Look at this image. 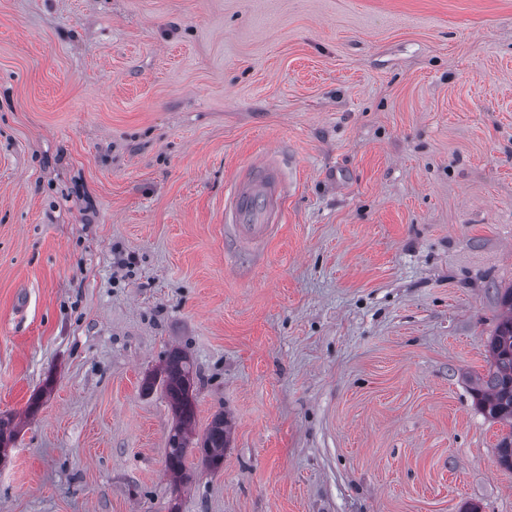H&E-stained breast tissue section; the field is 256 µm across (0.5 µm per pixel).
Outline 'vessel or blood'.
<instances>
[{"mask_svg": "<svg viewBox=\"0 0 512 512\" xmlns=\"http://www.w3.org/2000/svg\"><path fill=\"white\" fill-rule=\"evenodd\" d=\"M287 195V183L272 162L255 164L251 173L228 189L225 221L237 225L243 238L261 236L270 225L279 223Z\"/></svg>", "mask_w": 512, "mask_h": 512, "instance_id": "obj_1", "label": "vessel or blood"}]
</instances>
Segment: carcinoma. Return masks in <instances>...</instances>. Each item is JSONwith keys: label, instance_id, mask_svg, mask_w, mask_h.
<instances>
[{"label": "carcinoma", "instance_id": "cac0c4a2", "mask_svg": "<svg viewBox=\"0 0 512 512\" xmlns=\"http://www.w3.org/2000/svg\"><path fill=\"white\" fill-rule=\"evenodd\" d=\"M502 301L507 311L499 320L488 345L489 370L477 378L474 388L480 408L493 420L504 423L509 431L497 444L500 466L512 470V287L505 290ZM197 372L192 361L178 348L171 349L157 375L145 379L146 388L160 382L175 418L168 437L166 470L176 479L187 478L188 456L193 447L200 448L203 464L216 470L224 462L229 444L228 420L224 413L214 415L202 437L194 438L197 410ZM16 438L13 418L0 417V463Z\"/></svg>", "mask_w": 512, "mask_h": 512}]
</instances>
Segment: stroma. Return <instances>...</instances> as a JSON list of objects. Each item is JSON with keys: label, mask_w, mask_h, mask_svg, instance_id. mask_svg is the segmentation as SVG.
I'll use <instances>...</instances> for the list:
<instances>
[{"label": "stroma", "mask_w": 512, "mask_h": 512, "mask_svg": "<svg viewBox=\"0 0 512 512\" xmlns=\"http://www.w3.org/2000/svg\"><path fill=\"white\" fill-rule=\"evenodd\" d=\"M510 287L512 0H0V512H512ZM175 347L231 428L180 487ZM288 195L287 183L270 161L257 163L253 170L234 182L224 198V218L237 224L245 239L266 233L269 224H279ZM502 301L507 311L488 345V374L477 378L473 390L488 417L509 427L498 441L497 457L500 466L512 470V287L505 290Z\"/></svg>", "instance_id": "35a3bbf8"}]
</instances>
